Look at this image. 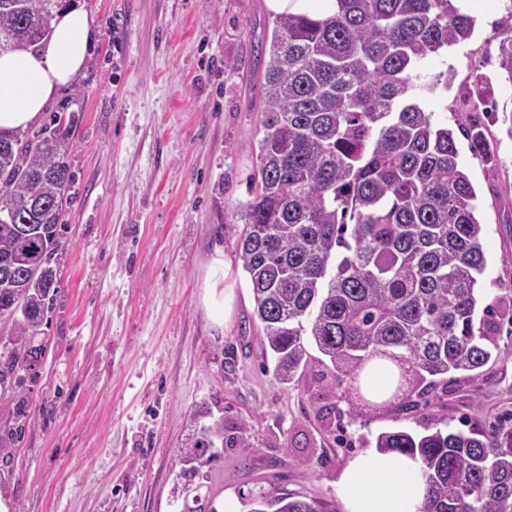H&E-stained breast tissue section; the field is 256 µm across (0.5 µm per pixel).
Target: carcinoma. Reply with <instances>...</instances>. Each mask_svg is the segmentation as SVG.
Masks as SVG:
<instances>
[{
    "mask_svg": "<svg viewBox=\"0 0 512 512\" xmlns=\"http://www.w3.org/2000/svg\"><path fill=\"white\" fill-rule=\"evenodd\" d=\"M60 0H0V51L34 44ZM329 14L276 16L259 48L263 120L250 199L234 212L237 248L262 333L281 384L319 387L315 412L348 384L352 411L407 416L421 399L480 375L512 324V296L479 308L487 261L473 185L454 131L433 120L425 97L448 90V72L419 85L420 66L473 33L455 0H334ZM512 82V36L500 42ZM64 105L32 133L0 135V400L13 404L0 425V469L12 466L29 414L28 384L40 374L43 326L59 289L74 114ZM471 152L491 154L481 120L461 128ZM313 315L309 327L302 318ZM323 358H314L304 337ZM386 370L372 391L366 366ZM419 431L378 434L376 448L419 459L422 512H512V416H477L468 430L425 413ZM224 442L212 420L182 449L179 479L190 494L203 459ZM247 512H333L295 493L244 499Z\"/></svg>",
    "mask_w": 512,
    "mask_h": 512,
    "instance_id": "carcinoma-1",
    "label": "carcinoma"
}]
</instances>
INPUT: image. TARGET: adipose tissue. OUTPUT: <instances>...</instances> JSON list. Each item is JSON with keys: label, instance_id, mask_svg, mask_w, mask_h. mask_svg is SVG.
Returning <instances> with one entry per match:
<instances>
[{"label": "adipose tissue", "instance_id": "ef3b65f1", "mask_svg": "<svg viewBox=\"0 0 512 512\" xmlns=\"http://www.w3.org/2000/svg\"><path fill=\"white\" fill-rule=\"evenodd\" d=\"M51 28L37 47L0 54V134L35 124L59 88L86 65L93 32L88 12L75 6L60 10ZM425 487L420 461L369 448L348 463L337 494L344 512H420Z\"/></svg>", "mask_w": 512, "mask_h": 512}]
</instances>
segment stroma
<instances>
[{
  "mask_svg": "<svg viewBox=\"0 0 512 512\" xmlns=\"http://www.w3.org/2000/svg\"><path fill=\"white\" fill-rule=\"evenodd\" d=\"M96 42L74 86L76 179L67 208L60 289L48 314L41 377L12 472L11 512H180L178 458L199 426L223 417L224 446L203 471L214 506L250 492H298L340 507L348 462L384 431L414 428L387 412L356 417L346 402L319 417L303 386L280 384L263 357L254 298L236 247V205L249 198L262 120L256 46L273 28L266 0H78ZM467 41L427 59L423 80L450 78L437 121L469 125L477 102L512 111L499 33L512 0H465ZM235 68H225V60ZM493 162L456 138L475 189L487 265L482 304L512 290V136L486 122ZM223 256L231 312L216 322L202 297ZM476 379L431 397L453 427L512 411V329ZM251 457V467L241 465Z\"/></svg>",
  "mask_w": 512,
  "mask_h": 512,
  "instance_id": "1",
  "label": "stroma"
}]
</instances>
